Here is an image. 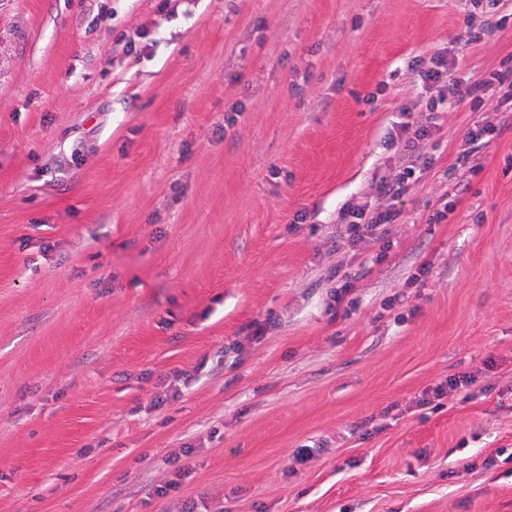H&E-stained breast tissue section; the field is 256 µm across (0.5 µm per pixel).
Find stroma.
<instances>
[{
  "label": "stroma",
  "instance_id": "stroma-1",
  "mask_svg": "<svg viewBox=\"0 0 512 512\" xmlns=\"http://www.w3.org/2000/svg\"><path fill=\"white\" fill-rule=\"evenodd\" d=\"M497 14L0 0V512H512ZM411 69L418 72L420 81L425 87L439 82L443 77L451 76L448 74V59L443 56L431 58L428 64L423 59H417L411 65ZM428 136L427 127H422L414 131L413 136L405 139L399 138L397 150L403 160L402 171L394 179L387 181L382 179L379 183V191L385 196L396 197L402 194L405 184L415 176V161L422 154L424 149V140Z\"/></svg>",
  "mask_w": 512,
  "mask_h": 512
}]
</instances>
